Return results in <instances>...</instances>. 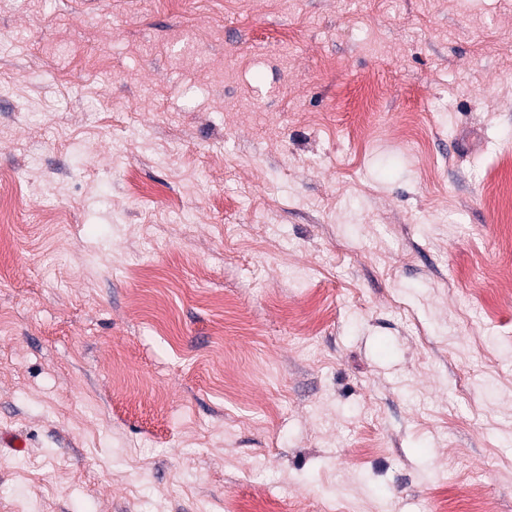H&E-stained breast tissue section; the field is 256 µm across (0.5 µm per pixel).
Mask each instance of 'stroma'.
Here are the masks:
<instances>
[{
    "mask_svg": "<svg viewBox=\"0 0 512 512\" xmlns=\"http://www.w3.org/2000/svg\"><path fill=\"white\" fill-rule=\"evenodd\" d=\"M512 0H0V512H512Z\"/></svg>",
    "mask_w": 512,
    "mask_h": 512,
    "instance_id": "1",
    "label": "stroma"
}]
</instances>
